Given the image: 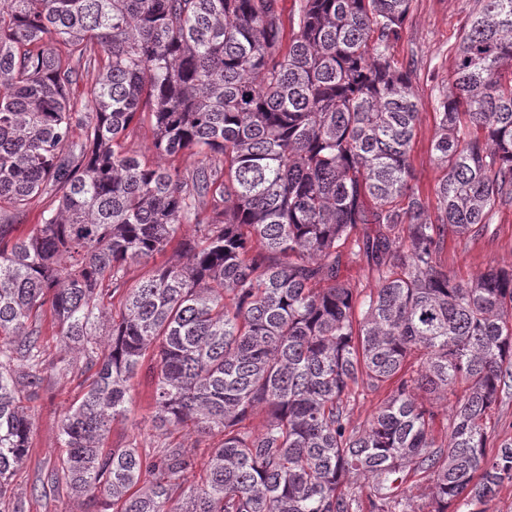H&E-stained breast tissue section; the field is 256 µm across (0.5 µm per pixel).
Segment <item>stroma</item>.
<instances>
[{
  "label": "stroma",
  "instance_id": "obj_1",
  "mask_svg": "<svg viewBox=\"0 0 512 512\" xmlns=\"http://www.w3.org/2000/svg\"><path fill=\"white\" fill-rule=\"evenodd\" d=\"M475 0H411L409 14L394 57L411 73L412 91L421 100L416 137L411 149L414 184L425 198L435 196L442 177L431 150L436 126L434 105L448 88V69ZM441 260L451 274L466 280L496 263H512V207L501 209L482 237L448 241ZM79 373L48 378L35 403L29 455L13 485L29 496V512H96L88 499L74 500L53 491L47 473L62 453L59 422L80 393ZM146 371L131 381V403L125 418L112 423L104 448L136 444L148 451L159 439L151 427L154 402Z\"/></svg>",
  "mask_w": 512,
  "mask_h": 512
}]
</instances>
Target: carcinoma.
Listing matches in <instances>:
<instances>
[{
  "label": "carcinoma",
  "mask_w": 512,
  "mask_h": 512,
  "mask_svg": "<svg viewBox=\"0 0 512 512\" xmlns=\"http://www.w3.org/2000/svg\"><path fill=\"white\" fill-rule=\"evenodd\" d=\"M410 2L299 0L288 38L280 0H0V512L26 509L24 402L71 353L91 375L50 480L115 512H409L407 470L429 512H474L512 484V440L486 449L512 394V264L465 282L440 260L512 206V0H480L435 105L433 216L410 163L423 104L392 55ZM145 113L152 162L127 146ZM349 243L365 295L341 277ZM147 359L163 440L106 450ZM385 385L351 427L357 390ZM458 385L438 439L416 391ZM188 426L214 443L185 489ZM404 474L406 475L407 471H405ZM404 486L410 488L412 510H414V512H428L421 510H427L425 507L429 502V483L422 478V476L414 475L413 472H409L406 475V483Z\"/></svg>",
  "instance_id": "1"
}]
</instances>
